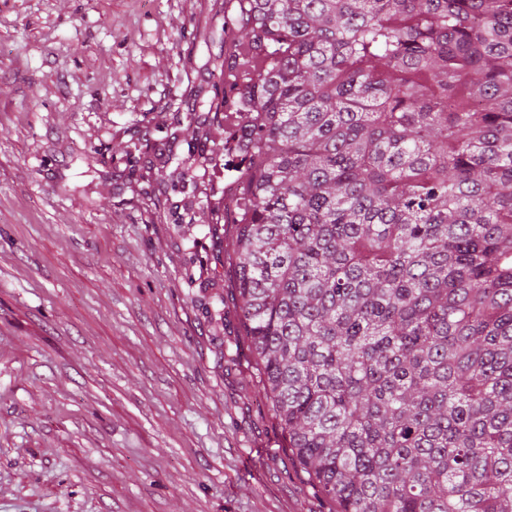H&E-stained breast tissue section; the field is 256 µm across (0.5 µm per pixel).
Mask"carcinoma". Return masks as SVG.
<instances>
[{
	"label": "carcinoma",
	"instance_id": "carcinoma-1",
	"mask_svg": "<svg viewBox=\"0 0 512 512\" xmlns=\"http://www.w3.org/2000/svg\"><path fill=\"white\" fill-rule=\"evenodd\" d=\"M239 309L336 512H512V0H240Z\"/></svg>",
	"mask_w": 512,
	"mask_h": 512
}]
</instances>
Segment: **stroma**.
<instances>
[{
    "label": "stroma",
    "instance_id": "stroma-1",
    "mask_svg": "<svg viewBox=\"0 0 512 512\" xmlns=\"http://www.w3.org/2000/svg\"><path fill=\"white\" fill-rule=\"evenodd\" d=\"M231 0H0V512H331L215 223Z\"/></svg>",
    "mask_w": 512,
    "mask_h": 512
}]
</instances>
